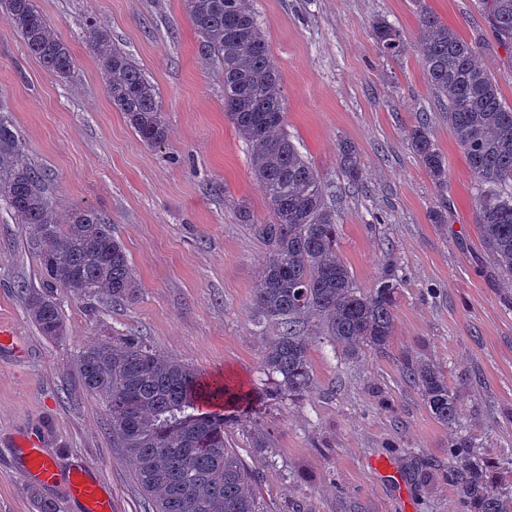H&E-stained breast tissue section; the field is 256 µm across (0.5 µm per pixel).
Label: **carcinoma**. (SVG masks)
I'll return each mask as SVG.
<instances>
[{
	"label": "carcinoma",
	"instance_id": "obj_1",
	"mask_svg": "<svg viewBox=\"0 0 512 512\" xmlns=\"http://www.w3.org/2000/svg\"><path fill=\"white\" fill-rule=\"evenodd\" d=\"M478 3L495 38L511 50L512 0ZM184 5L199 37L200 58L224 77V114L249 146L251 169L272 213L269 223L254 225L268 247L253 299L254 321L278 330L264 350V368L275 378L269 397L299 398L311 386L312 343L325 339L349 355L388 346L402 275L389 262L370 293L356 287L338 252L336 209L327 204L319 173L285 129L281 75L249 0ZM0 8L28 52L54 76L68 79L74 68L70 48L35 0H0ZM419 28L428 79L448 107V125L475 180L480 241L512 284V107L481 63L477 44L423 6ZM372 30L383 55L406 52L392 23L377 18ZM85 32L112 106L145 145L164 143L169 128L153 81L96 20H86ZM407 138L435 187L446 189L448 164L427 119L420 118ZM338 159L347 183L361 185L355 146L340 143ZM0 201L38 249L45 290L20 292L42 335L63 334L57 287L115 303L136 299L139 284L112 224L93 208L57 211L24 139L2 110ZM75 370L81 388L103 402L112 447L133 462L151 512H264L256 475L224 441V428L238 423L237 407L247 395L157 353L133 332L80 349ZM404 370L431 414L443 424L456 423L458 399L440 368L416 360ZM453 457L450 478L468 512H512V487L496 480L483 456L461 444Z\"/></svg>",
	"mask_w": 512,
	"mask_h": 512
}]
</instances>
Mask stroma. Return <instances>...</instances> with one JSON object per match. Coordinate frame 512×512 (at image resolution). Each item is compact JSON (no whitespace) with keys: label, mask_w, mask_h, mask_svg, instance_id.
<instances>
[{"label":"stroma","mask_w":512,"mask_h":512,"mask_svg":"<svg viewBox=\"0 0 512 512\" xmlns=\"http://www.w3.org/2000/svg\"><path fill=\"white\" fill-rule=\"evenodd\" d=\"M69 45L63 82L31 56L0 10V106L44 171L60 209L105 214L136 272L129 303L61 288L64 334L42 336L17 292L43 287L37 248L0 203V321L15 345L0 349V512H40L62 488L26 482L18 445L39 436L61 470L94 466L115 512H145L133 469L112 446L104 405L79 386L83 346L134 331L158 353L220 375L252 397L225 440L256 474L268 512H462L448 478V444L472 442L512 483V288L480 238L473 177L416 47L427 7L482 48L480 59L512 105V54L475 0H251L282 77L286 127L321 176L338 211V249L362 292L386 261L404 281L384 351L348 357L327 341L310 350L312 385L299 400L272 401L262 367L268 335L253 325L267 249L253 230L271 212L248 147L224 116V80L202 64L183 0H36ZM95 18L157 86L166 142L145 146L113 108L83 24ZM395 24L403 57L379 56L374 19ZM427 118L448 161L434 186L406 131ZM362 159L364 191L345 184L338 143ZM247 205L253 224L242 223ZM448 221L435 224L434 211ZM384 216L382 224L373 214ZM442 368L460 420L437 421L404 366ZM271 445H253L254 423Z\"/></svg>","instance_id":"1"}]
</instances>
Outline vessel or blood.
Segmentation results:
<instances>
[{
	"label": "vessel or blood",
	"mask_w": 512,
	"mask_h": 512,
	"mask_svg": "<svg viewBox=\"0 0 512 512\" xmlns=\"http://www.w3.org/2000/svg\"><path fill=\"white\" fill-rule=\"evenodd\" d=\"M22 448L30 486L42 489L61 482L68 498L79 506L81 512H113L112 496L103 488L93 467L75 468L63 476L44 454L40 439L27 438Z\"/></svg>",
	"instance_id": "obj_1"
}]
</instances>
